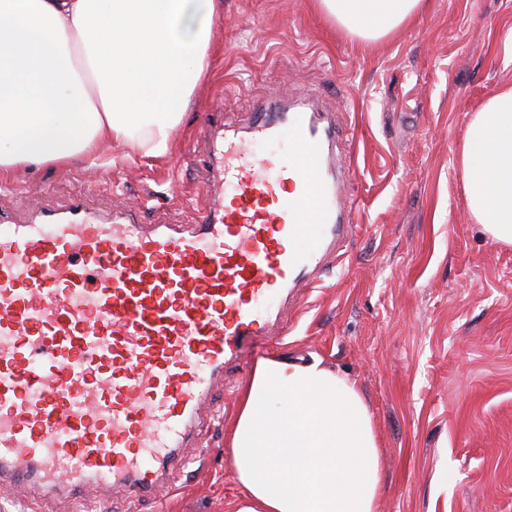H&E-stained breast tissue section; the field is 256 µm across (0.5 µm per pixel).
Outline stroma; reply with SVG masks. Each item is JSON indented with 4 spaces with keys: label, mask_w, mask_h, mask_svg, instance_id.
I'll list each match as a JSON object with an SVG mask.
<instances>
[{
    "label": "stroma",
    "mask_w": 512,
    "mask_h": 512,
    "mask_svg": "<svg viewBox=\"0 0 512 512\" xmlns=\"http://www.w3.org/2000/svg\"><path fill=\"white\" fill-rule=\"evenodd\" d=\"M220 54L192 95L169 155L101 143L107 163L47 165L0 180L41 212L73 200L142 224H183L207 203L211 102L244 130L259 108L337 115L355 146L346 182L358 231L279 343L256 341L215 390L216 417L168 489L99 512H227L242 494L225 433L257 362L322 358L359 386L379 437L377 512H512V245L474 224L457 155L467 115L512 79V0H427L384 37H351L314 0H223Z\"/></svg>",
    "instance_id": "35a3bbf8"
}]
</instances>
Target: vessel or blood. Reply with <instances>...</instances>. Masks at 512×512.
Here are the masks:
<instances>
[{
  "mask_svg": "<svg viewBox=\"0 0 512 512\" xmlns=\"http://www.w3.org/2000/svg\"><path fill=\"white\" fill-rule=\"evenodd\" d=\"M284 127L288 154L251 150ZM208 152L212 204L188 224L78 203L0 216V489L153 496L225 367L287 335L284 307L342 264L354 155L327 116L259 112L247 137L211 131Z\"/></svg>",
  "mask_w": 512,
  "mask_h": 512,
  "instance_id": "vessel-or-blood-1",
  "label": "vessel or blood"
}]
</instances>
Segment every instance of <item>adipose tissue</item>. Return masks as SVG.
Masks as SVG:
<instances>
[{"label": "adipose tissue", "instance_id": "obj_1", "mask_svg": "<svg viewBox=\"0 0 512 512\" xmlns=\"http://www.w3.org/2000/svg\"><path fill=\"white\" fill-rule=\"evenodd\" d=\"M425 0H317L350 35L382 39ZM217 0H0V178L96 144L160 158L209 68ZM468 211L512 244V82L468 117L458 157ZM233 512H377V435L356 384L322 359L260 360L228 435Z\"/></svg>", "mask_w": 512, "mask_h": 512}]
</instances>
